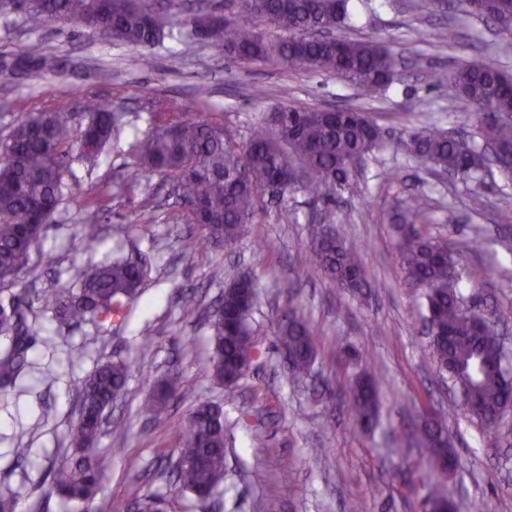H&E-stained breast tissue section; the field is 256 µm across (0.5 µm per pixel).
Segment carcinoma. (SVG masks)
<instances>
[{
	"label": "carcinoma",
	"mask_w": 512,
	"mask_h": 512,
	"mask_svg": "<svg viewBox=\"0 0 512 512\" xmlns=\"http://www.w3.org/2000/svg\"><path fill=\"white\" fill-rule=\"evenodd\" d=\"M248 6L244 21L229 19L217 11L200 9L195 21L211 19L204 36L235 60L254 64L300 66L349 81L368 92L386 89L394 80L392 53L374 41L343 39L336 29L350 17V0H239ZM469 12L512 31V0H463ZM177 0L168 10L151 0H37L25 9L26 23L39 29L47 22L74 12L81 24L134 49L146 48L166 38L184 42L193 37L191 22L176 19ZM22 64L41 72L66 73L73 69L67 55L23 54ZM448 100L475 114L480 138L492 144L498 157L512 160V75L491 60L464 62L437 78ZM88 122L73 129L62 112L27 116L0 147V281L26 272L32 251L45 226L53 221L65 195L63 158L77 150L84 158L97 157L111 141L120 116L109 103L89 101ZM146 110L151 130L137 144L129 182L135 186L155 173L172 178L180 205L187 207L185 221L198 234L185 240V249L219 250L233 247L246 225L255 223L268 185L285 176L286 169L300 171L301 188L313 199L335 201L339 191L351 185L355 170L377 150L383 131L362 109H313L276 107L249 128L243 143L225 133L218 121L186 119L162 99ZM410 155L431 162L465 180L484 165L476 144L450 138L430 128L410 135ZM104 198L91 199L78 231L92 248L99 241V216ZM406 223L400 225L398 258L405 281L423 289L425 320L434 336L430 348L438 372H447L457 399L429 417L418 441L425 450L430 472L447 460L451 440L448 416L460 413L479 420L487 430L496 427L512 401V378L504 371V350L494 322L479 320L461 295L459 263L448 241L422 234L416 225L429 221V206L421 195L405 202ZM308 247L321 276L353 295L372 288L360 253L336 229L331 215L309 225ZM75 288L44 299L41 311L51 313L60 325L93 322L100 329H118L129 307L141 294L144 269L128 260L72 264ZM224 289L222 311L208 316L210 337L209 376L229 389L249 370L248 363L261 351L249 326L257 301L252 276L239 273ZM33 328L15 302L0 303V385L16 379L27 363ZM276 346L288 351L289 372L303 380L314 362L312 329L293 293L277 323ZM483 371L473 374L476 364ZM134 363L107 361L81 380V412L69 429L72 453L57 459L49 492L66 501L90 505L102 487L110 465L108 452L96 447L101 436L100 419L123 391ZM195 384L179 379L166 382L139 407V415L159 425L164 405L187 399ZM357 424L368 428L378 413L375 378L366 370L345 390ZM180 493L192 494L197 503L207 502L224 482V411L210 402L190 409L172 465ZM439 504V512H455V504L443 488L434 487L425 497ZM140 512H176L174 501L154 495L136 500Z\"/></svg>",
	"instance_id": "1"
}]
</instances>
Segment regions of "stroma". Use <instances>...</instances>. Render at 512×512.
Listing matches in <instances>:
<instances>
[{"instance_id": "stroma-1", "label": "stroma", "mask_w": 512, "mask_h": 512, "mask_svg": "<svg viewBox=\"0 0 512 512\" xmlns=\"http://www.w3.org/2000/svg\"><path fill=\"white\" fill-rule=\"evenodd\" d=\"M415 2L353 0L350 20L337 32L380 42L395 57L397 80L383 95L370 97L331 75L229 60L206 41L185 45L167 39L140 51L73 20L33 29L17 0H0V57L55 52L81 64L74 75L0 78V143L35 112H67L73 124H83L89 99L110 103L122 117L119 132L97 158H66L69 191L32 253L31 272L0 283V300L24 308L37 296L69 288L71 264L88 259L123 256L142 261L146 270L142 295L119 330L107 333L90 322L60 328L48 315L37 317L39 334L27 365L11 385L0 386V494L16 498V512H78L48 491L53 466L69 448V426L80 414L78 381L103 362L125 359L135 369L98 442L113 455L89 512H121L146 494L172 496L175 485L160 456L176 455L197 400L224 410L225 477L206 507L190 499L187 512H349L354 501L360 512H418L429 476L413 423L425 410L447 404L450 383L436 371L421 333L422 291L404 280L391 217L407 196H426L432 221L423 232L458 250L465 301L492 309L499 330L511 339L512 224L500 228L496 222L512 209V180L493 174L479 196H472L473 182L418 162L403 143L429 125L476 141L474 117L435 88L434 75L485 58L512 73V34L463 12L460 0H436L427 11L415 9ZM442 26L455 29V44L426 39V32ZM100 66L112 70L108 83L92 75ZM200 84L212 91L208 101L193 94ZM257 86L264 88L263 97L253 95ZM157 97L175 101L185 117L222 122L239 142L252 123L285 101L366 109L387 135L342 192L335 216L379 287L364 298L318 274L308 256V220L321 210L298 190L287 203H265L234 248L186 253L184 241L193 227L181 220L169 181L156 174L134 189L123 187L133 163L131 146L149 130L146 105ZM393 169L399 182L387 179ZM102 192L109 203L99 222L100 241L90 249L77 226L85 202ZM146 205L155 206L156 223H132ZM290 210L298 223L286 221ZM477 236L482 243L476 247ZM241 271L251 272L258 284L251 324L263 355L229 390L207 376V313L225 282ZM292 281L315 330L318 354L310 382H289L287 363L274 346ZM145 330L153 338L148 348L141 345ZM73 346L84 349L83 360H70ZM368 365L380 380V414L377 427L363 432L341 387ZM171 378L194 380V399L170 401L161 425L145 423L136 415L138 406ZM448 432L462 465L446 486L460 506L488 501L495 512H512V416L495 432L460 416L449 419ZM19 448L27 449L25 459L17 458Z\"/></svg>"}]
</instances>
